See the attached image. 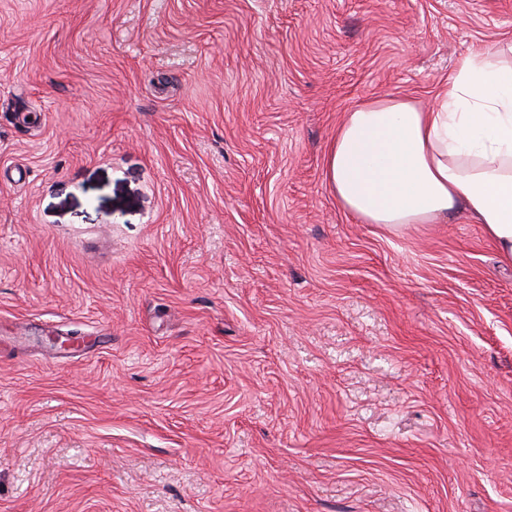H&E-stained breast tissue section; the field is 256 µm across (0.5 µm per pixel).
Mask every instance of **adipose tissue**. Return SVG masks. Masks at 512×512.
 Here are the masks:
<instances>
[{"instance_id":"adipose-tissue-1","label":"adipose tissue","mask_w":512,"mask_h":512,"mask_svg":"<svg viewBox=\"0 0 512 512\" xmlns=\"http://www.w3.org/2000/svg\"><path fill=\"white\" fill-rule=\"evenodd\" d=\"M325 175L358 223L399 230L463 211L512 264V43L462 56L429 110L380 97L346 112Z\"/></svg>"}]
</instances>
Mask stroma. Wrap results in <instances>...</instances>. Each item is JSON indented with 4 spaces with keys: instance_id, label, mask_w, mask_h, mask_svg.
Returning <instances> with one entry per match:
<instances>
[{
    "instance_id": "stroma-1",
    "label": "stroma",
    "mask_w": 512,
    "mask_h": 512,
    "mask_svg": "<svg viewBox=\"0 0 512 512\" xmlns=\"http://www.w3.org/2000/svg\"><path fill=\"white\" fill-rule=\"evenodd\" d=\"M512 0H0V512H512V265L351 222L344 112Z\"/></svg>"
}]
</instances>
